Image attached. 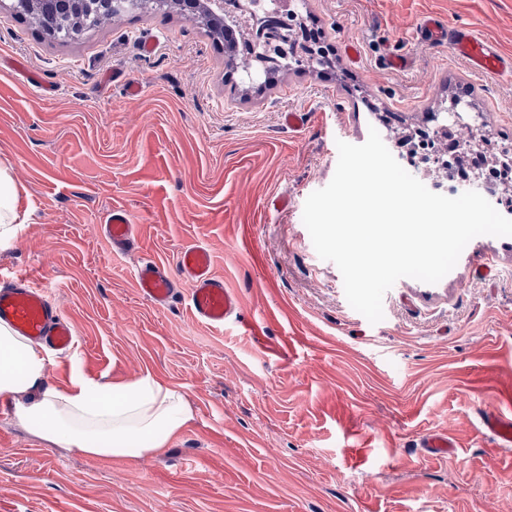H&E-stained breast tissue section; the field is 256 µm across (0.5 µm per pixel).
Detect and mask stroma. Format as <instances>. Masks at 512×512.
<instances>
[{"instance_id": "35a3bbf8", "label": "stroma", "mask_w": 512, "mask_h": 512, "mask_svg": "<svg viewBox=\"0 0 512 512\" xmlns=\"http://www.w3.org/2000/svg\"><path fill=\"white\" fill-rule=\"evenodd\" d=\"M293 5L325 65L292 60L251 84L178 10H132L64 42L0 0V166L28 213L0 270L45 280L73 326L78 349L51 379L66 384L75 362L109 380L149 372L193 409L161 455L89 459L5 399L0 512H512V446L479 417L512 418V236L474 238L438 283L398 280L373 324L302 221L337 141L374 129L399 157L401 136L457 106L489 150L512 146V78L476 76L413 35L434 14L510 57L512 0ZM392 47L407 71L384 68ZM115 208L138 226V257L100 232ZM189 243L211 250L241 322L211 328L187 296L158 309L138 294L139 258L170 264ZM483 262L493 279L475 278ZM438 430L455 449L426 455Z\"/></svg>"}]
</instances>
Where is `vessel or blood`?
<instances>
[{"instance_id": "obj_1", "label": "vessel or blood", "mask_w": 512, "mask_h": 512, "mask_svg": "<svg viewBox=\"0 0 512 512\" xmlns=\"http://www.w3.org/2000/svg\"><path fill=\"white\" fill-rule=\"evenodd\" d=\"M419 37L435 45L447 46L456 58L467 63L478 75L512 76V58L501 55L477 34L448 25L447 21L426 17L420 24ZM100 229L113 252L126 254L137 247V226L127 210L112 209ZM140 295L152 306L167 307L178 295L180 282L191 285L189 306L194 317L215 328L236 320L240 314L237 296L215 274L209 249L201 244L182 246L176 253L175 267L152 259L141 261L135 270ZM12 326L33 341L67 353L74 346L73 329L43 285L26 275L8 277L0 287V323ZM482 424L496 445L512 444V419L496 412L482 416Z\"/></svg>"}]
</instances>
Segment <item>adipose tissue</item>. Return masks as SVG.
<instances>
[{"label":"adipose tissue","instance_id":"1","mask_svg":"<svg viewBox=\"0 0 512 512\" xmlns=\"http://www.w3.org/2000/svg\"><path fill=\"white\" fill-rule=\"evenodd\" d=\"M22 228L18 193L0 170V245ZM58 362L45 347L0 323V396L29 399L15 405L16 419L49 427L52 442L90 457L156 454L167 448L192 418L184 394L151 374L125 382L95 380L72 373L68 387L49 383Z\"/></svg>","mask_w":512,"mask_h":512}]
</instances>
